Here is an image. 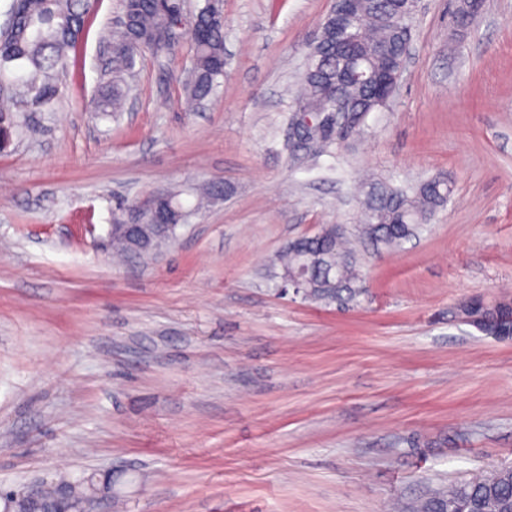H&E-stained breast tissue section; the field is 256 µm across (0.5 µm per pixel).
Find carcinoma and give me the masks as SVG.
Listing matches in <instances>:
<instances>
[{
    "instance_id": "cac0c4a2",
    "label": "carcinoma",
    "mask_w": 512,
    "mask_h": 512,
    "mask_svg": "<svg viewBox=\"0 0 512 512\" xmlns=\"http://www.w3.org/2000/svg\"><path fill=\"white\" fill-rule=\"evenodd\" d=\"M365 11V32L357 41L345 45L343 54L359 57L378 75L372 83L357 82L341 86L336 81V44L320 34L307 46V62L302 73L303 91L294 99L286 121L306 111L311 118L336 105L349 103L363 114L376 112L388 104L386 99L390 57L413 36L404 0H361ZM92 0H12L14 14L10 30L0 32V81L9 79L23 90L25 104L32 111H50L60 94L59 78L68 67L69 52L82 38L85 17ZM121 15L116 21L112 42L107 45L109 76L106 88L94 101V111L119 112L124 101L125 74L133 67L142 49L156 56L171 52L168 29L175 15L161 0H120ZM197 34L192 38L190 67L194 78L183 83L186 97L202 101L210 97L224 77V17H215L211 0H206L194 18ZM341 150L335 135L314 138L304 151L317 154L330 147ZM195 208L215 198L219 187L202 185L191 191ZM448 182L431 176L415 185L397 187L377 183L363 201V233L388 248L414 236L419 226L447 205ZM182 210L181 193L149 196L141 204L125 201L116 204L114 223L152 224L158 209ZM300 275L305 298L313 301H353L358 288L357 260L344 231L331 230L318 238L305 236L288 245L282 255L281 278ZM465 316H479L490 327L503 315L499 308L472 307ZM401 512H512V468L489 475L474 476L447 487L428 488Z\"/></svg>"
}]
</instances>
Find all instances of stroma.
I'll list each match as a JSON object with an SVG mask.
<instances>
[{"instance_id": "obj_1", "label": "stroma", "mask_w": 512, "mask_h": 512, "mask_svg": "<svg viewBox=\"0 0 512 512\" xmlns=\"http://www.w3.org/2000/svg\"><path fill=\"white\" fill-rule=\"evenodd\" d=\"M227 65L181 94L190 39L142 51L98 114L99 0L54 111L0 147V487L112 473L95 512H392L512 467V342L462 323L512 299V0L467 28L420 0L397 95L342 150L289 158L283 117L332 0H222ZM452 186L395 249L359 245L360 296L279 294L278 255L357 225L362 180ZM210 181L175 241L99 251L117 200Z\"/></svg>"}]
</instances>
